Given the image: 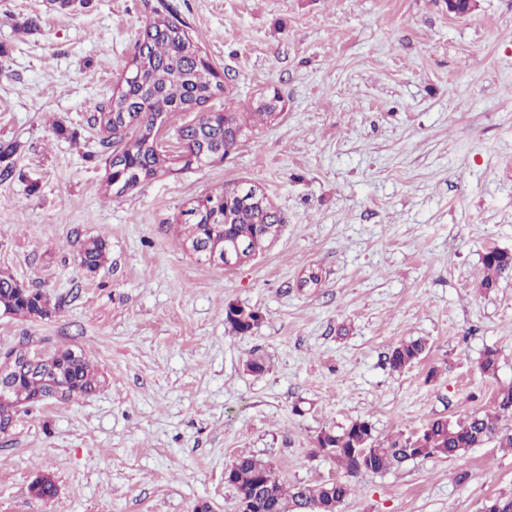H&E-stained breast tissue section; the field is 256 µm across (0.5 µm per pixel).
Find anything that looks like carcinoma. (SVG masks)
<instances>
[{"label":"carcinoma","mask_w":512,"mask_h":512,"mask_svg":"<svg viewBox=\"0 0 512 512\" xmlns=\"http://www.w3.org/2000/svg\"><path fill=\"white\" fill-rule=\"evenodd\" d=\"M155 17L145 25L133 58L136 80L124 82L119 94L109 102L95 106L94 122L108 133L103 147L111 150L107 158L109 173L106 187L112 197H121L142 183L166 173L168 158L156 154L148 143L147 133L154 126H170L171 117L189 111L222 96L227 99L224 110L202 112L197 119L173 128V136L185 141L181 168L189 169L215 159V152L233 153L253 135L260 122L275 121L282 111L278 92L266 93L252 102L253 109L242 112L229 100L230 91L220 81L209 63L202 59L186 23L178 19L165 0L154 8ZM249 186L233 181L214 193L207 194L180 212L177 224L182 244L203 246L226 238L238 239L255 256L266 251L274 239L265 234L266 227L286 222L272 204L259 207L248 198ZM81 266L95 272L107 260L103 240H86L79 253ZM484 276L481 287H496L499 277L512 271V252L492 248L482 259ZM49 299L40 298L30 288H15L0 280V313L30 317L50 314ZM263 317L255 309L229 303L224 307V323L236 335H251L258 330ZM427 353L422 339L402 341L385 356L394 372H402L420 361ZM25 359L15 358L9 369L14 373V399L0 400V435H9L17 423L14 400L31 399L47 394L51 384L62 390V397L73 399L87 395L100 384L85 355L74 357L69 350L48 354V376L25 367ZM495 410L473 411L465 419L440 417L426 422L414 436L399 432L380 442L367 420H354L336 431H323L333 448L330 458L346 475L382 473L419 458H451L469 448L495 441L501 448H512V432L501 427L504 407L512 406V386L499 390ZM365 449L360 460L349 449ZM224 480L237 494L262 493L253 512H339L352 491L351 483L338 479L334 483L285 485L273 468L250 455H239L224 469Z\"/></svg>","instance_id":"obj_1"}]
</instances>
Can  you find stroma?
<instances>
[{
	"mask_svg": "<svg viewBox=\"0 0 512 512\" xmlns=\"http://www.w3.org/2000/svg\"><path fill=\"white\" fill-rule=\"evenodd\" d=\"M239 108L275 89L281 118L224 160L112 198L91 117L118 92L158 0H0V270L48 292V318L0 314V352L71 347L101 386L51 399L0 435V512H240L224 469L251 455L289 485L343 477L320 431L369 420L378 439L493 410L512 385V0H168ZM259 183L287 222L235 269L182 247L181 210ZM108 260L79 263L87 239ZM320 286L300 287L310 269ZM260 310L250 336L227 303ZM429 352L397 373L391 347ZM496 375L480 370L486 348ZM269 364H245L252 352ZM39 475L58 492L34 499ZM340 512H483L512 493V450L353 477ZM81 266L89 271L95 272L107 260V248L103 240L90 238L86 240L79 253ZM482 264L484 276L481 287L491 290L496 287L499 277L512 271V252L507 249L492 248L484 254Z\"/></svg>",
	"mask_w": 512,
	"mask_h": 512,
	"instance_id": "obj_1",
	"label": "stroma"
}]
</instances>
